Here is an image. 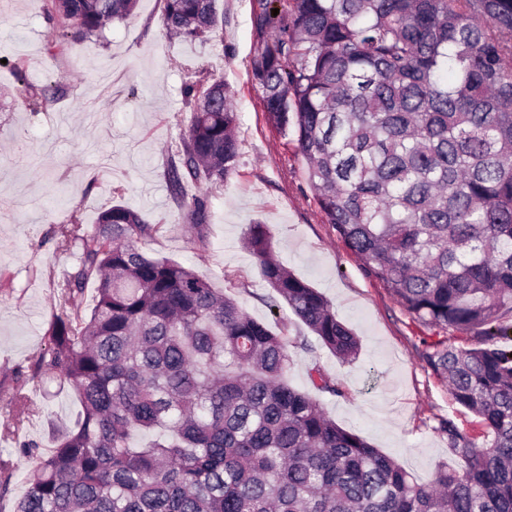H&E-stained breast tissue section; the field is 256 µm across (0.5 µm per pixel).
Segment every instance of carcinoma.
<instances>
[{
  "mask_svg": "<svg viewBox=\"0 0 512 512\" xmlns=\"http://www.w3.org/2000/svg\"><path fill=\"white\" fill-rule=\"evenodd\" d=\"M258 0L252 82L292 132L327 223L368 276L442 336L422 358L482 437L447 418L459 466L417 480L285 379L287 340L192 267L143 244L163 225L121 203L54 227L75 257L34 357L69 388L72 426L47 452L19 440L42 408L16 386L6 435L37 462L12 512H512V0ZM137 0H50L59 29L96 35ZM279 9V14L271 13ZM217 0H164L181 38L218 28ZM190 124L165 164L199 248L212 199L237 169L224 81L188 69ZM263 279L336 357L359 339L278 258L265 224L244 237ZM96 284L90 314L86 285ZM475 333L478 345L448 342ZM311 384L334 397L321 367Z\"/></svg>",
  "mask_w": 512,
  "mask_h": 512,
  "instance_id": "cac0c4a2",
  "label": "carcinoma"
}]
</instances>
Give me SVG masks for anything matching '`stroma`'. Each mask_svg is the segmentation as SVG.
<instances>
[{
	"instance_id": "obj_1",
	"label": "stroma",
	"mask_w": 512,
	"mask_h": 512,
	"mask_svg": "<svg viewBox=\"0 0 512 512\" xmlns=\"http://www.w3.org/2000/svg\"><path fill=\"white\" fill-rule=\"evenodd\" d=\"M48 0H0V459L15 471L0 512H12L29 479L33 460L20 456L4 430L12 422L15 376L44 412L27 428L42 449L53 431L70 423L77 402L70 390L35 377L33 355L46 342L57 309L56 282L75 263L61 253L51 230L78 215L95 224L99 212L120 202L162 223L146 250L175 259L230 291L258 321L287 338L310 329L287 306L269 305L272 294L253 254L244 247L249 224L270 227L284 265L317 288L337 317L360 339L354 359L343 361L320 344L292 350L287 381L310 394L342 428L355 431L418 480L436 466L456 465L442 418L470 434L477 418L452 401L448 389L422 360L430 330L415 321L323 218L308 183L306 164L290 136L267 119L249 77L257 46L256 0H219V27L206 40L187 42L163 25V0H138L133 17L91 37L49 52ZM208 66L223 79L238 115L237 171L215 198L209 246L191 239L164 177L168 153L186 132L191 112L182 95L187 66ZM34 91L52 87L42 105L19 95L16 71ZM121 194H113V187ZM320 365L344 394L316 391L309 380Z\"/></svg>"
}]
</instances>
